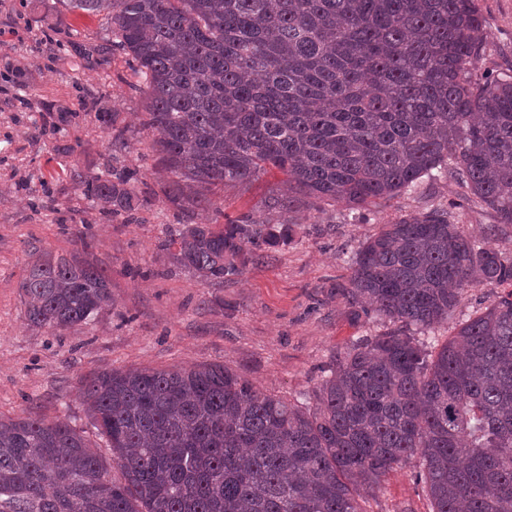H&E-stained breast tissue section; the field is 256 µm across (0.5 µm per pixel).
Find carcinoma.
<instances>
[{"label": "carcinoma", "instance_id": "obj_1", "mask_svg": "<svg viewBox=\"0 0 512 512\" xmlns=\"http://www.w3.org/2000/svg\"><path fill=\"white\" fill-rule=\"evenodd\" d=\"M103 14L149 93L163 193L223 214L217 184L269 168L288 190L350 206L437 170L512 224V79L472 74L475 0H60ZM137 179L95 175L132 218ZM292 199L272 194L270 212ZM283 219L186 224L161 243L204 284L288 241ZM512 281V257L446 209L381 225L359 248L352 300L401 323L352 343L304 409L220 365L94 372L81 396L121 477L66 422L0 418V512H368L363 491L413 465L431 512H512V294L430 351L410 328L448 320L464 292ZM28 322L64 330L112 306L105 271L34 253Z\"/></svg>", "mask_w": 512, "mask_h": 512}]
</instances>
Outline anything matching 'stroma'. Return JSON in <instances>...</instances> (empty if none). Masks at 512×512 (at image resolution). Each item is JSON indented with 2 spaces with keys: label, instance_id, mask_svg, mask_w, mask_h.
Returning a JSON list of instances; mask_svg holds the SVG:
<instances>
[{
  "label": "stroma",
  "instance_id": "1",
  "mask_svg": "<svg viewBox=\"0 0 512 512\" xmlns=\"http://www.w3.org/2000/svg\"><path fill=\"white\" fill-rule=\"evenodd\" d=\"M486 47L477 74L512 76V0H477ZM25 84L12 81L16 69ZM147 94L130 55L113 48L106 19L58 0H0V415L67 422L104 449L80 398V381L104 369L221 364L263 393L314 407L315 393L348 346L394 322L348 301L356 250L379 225L448 207L466 233L512 255V225L451 179H426L378 205L298 202L288 244L261 247L223 283H201L173 265L161 242L214 212L181 214L165 199L166 172L141 125ZM136 173L134 223L86 192L90 176ZM285 176L270 169L226 185L224 212L267 219V197ZM77 255L103 267L113 304L66 330L30 327L20 290L32 253ZM512 284L468 289L436 336L483 313ZM368 512H429L413 466L367 497Z\"/></svg>",
  "mask_w": 512,
  "mask_h": 512
}]
</instances>
